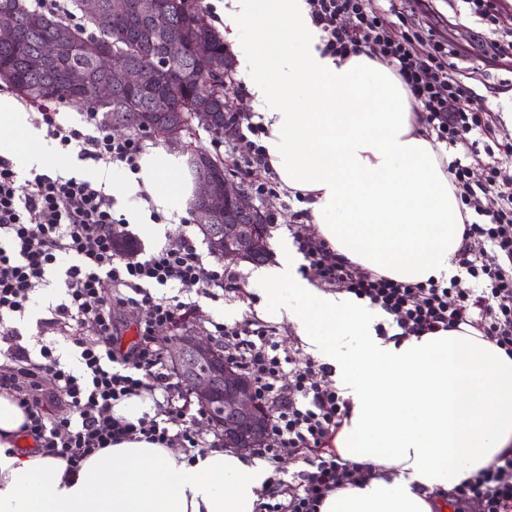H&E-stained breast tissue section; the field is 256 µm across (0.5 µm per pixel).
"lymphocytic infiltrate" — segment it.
<instances>
[{
	"label": "lymphocytic infiltrate",
	"mask_w": 512,
	"mask_h": 512,
	"mask_svg": "<svg viewBox=\"0 0 512 512\" xmlns=\"http://www.w3.org/2000/svg\"><path fill=\"white\" fill-rule=\"evenodd\" d=\"M307 2L324 34V53L343 59L364 54L400 78L428 138L454 150L449 180L473 218L465 222L454 256L458 276L406 283L337 254L310 225L308 210L300 209L288 230L306 270L317 273L321 287L346 291L385 311L389 320L379 326L381 336L399 341L467 324L512 356V173L500 163L501 156H512V142L494 143L485 98L463 81L456 49L436 41L432 30L409 26L406 0ZM463 2L491 33L481 62L511 59L512 30L500 28V0ZM427 42L434 52L424 57L419 48ZM38 122L61 147H78L80 159L140 171L144 137L112 135L98 113H87L86 126L79 129L64 125L55 108L44 107ZM236 124L241 131L234 154L247 189L274 194L260 143L262 123L249 113ZM480 155L486 161L477 175L472 161ZM126 223L112 196L90 181L43 173L23 185L10 160L0 156V389L16 392L25 413L22 432L43 454L65 460L70 475L97 450L128 440L168 448L210 445L197 430L205 413L193 409L189 389L164 360L159 331L186 325L198 311L197 295L237 288V276L221 265L206 267L186 236L145 258L120 254L114 242ZM54 270L62 275L65 298L49 307L38 329L43 336L70 329L76 370L62 363L51 345L32 351L9 323L25 312ZM156 287L173 288L175 294L155 296ZM117 306L141 312L127 344L121 340L124 326L112 314ZM211 334L228 359L244 368L270 409V441L261 455L272 464L284 449L301 458L292 480L270 477L257 512H319L331 492L373 477L372 465L349 466L328 450L351 412L331 367L282 353L278 329L267 323L215 321ZM144 395L154 403L153 414L134 422L114 415L121 401ZM448 498L455 512L472 505L479 512H512V451L495 457Z\"/></svg>",
	"instance_id": "f902f5d3"
}]
</instances>
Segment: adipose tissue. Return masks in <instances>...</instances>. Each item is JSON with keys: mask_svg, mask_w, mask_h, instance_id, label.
Wrapping results in <instances>:
<instances>
[{"mask_svg": "<svg viewBox=\"0 0 512 512\" xmlns=\"http://www.w3.org/2000/svg\"><path fill=\"white\" fill-rule=\"evenodd\" d=\"M221 19L267 130L269 164L283 187L308 194L311 221L332 249L398 281L457 275L464 226L448 154L427 138L396 74L363 54H323L306 0H224ZM60 153L0 94V154L17 171H47ZM140 165L136 175L92 163L84 173L111 182L128 217L146 195L166 218L186 216L194 186L181 157L159 148ZM272 246L275 263L252 271L248 289L333 367L352 405L332 441L336 455L376 469L364 485L330 493L320 512H435L512 448V357L503 349L465 324L398 342L378 336L383 311L314 288L290 238ZM24 421L0 390V512H256L270 476L231 448L190 457L134 440L97 451L70 477L61 459L16 451Z\"/></svg>", "mask_w": 512, "mask_h": 512, "instance_id": "obj_1", "label": "adipose tissue"}]
</instances>
